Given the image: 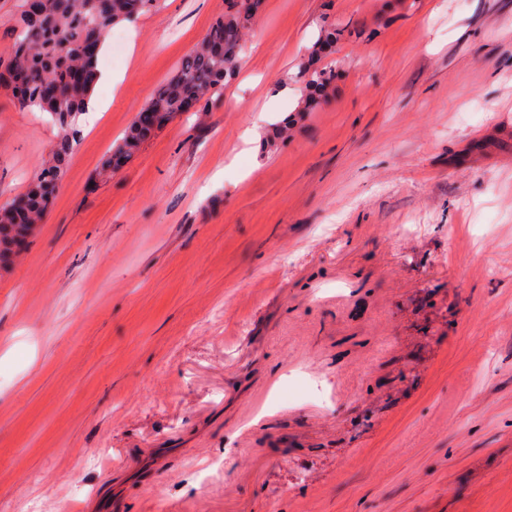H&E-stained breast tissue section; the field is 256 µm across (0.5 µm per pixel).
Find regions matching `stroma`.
I'll list each match as a JSON object with an SVG mask.
<instances>
[{
    "label": "stroma",
    "instance_id": "35a3bbf8",
    "mask_svg": "<svg viewBox=\"0 0 512 512\" xmlns=\"http://www.w3.org/2000/svg\"><path fill=\"white\" fill-rule=\"evenodd\" d=\"M223 12L113 27L124 80L0 258V512H512V0H263L223 92L106 167ZM57 141L0 90V206ZM301 79L306 90L304 106L299 112H305L310 104L324 96L325 91L336 79V71L331 68L311 69L309 61L303 66Z\"/></svg>",
    "mask_w": 512,
    "mask_h": 512
}]
</instances>
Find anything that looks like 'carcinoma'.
<instances>
[{"label":"carcinoma","instance_id":"cac0c4a2","mask_svg":"<svg viewBox=\"0 0 512 512\" xmlns=\"http://www.w3.org/2000/svg\"><path fill=\"white\" fill-rule=\"evenodd\" d=\"M153 0H17L11 23L12 44L0 85L12 91L21 111L55 116L61 137L28 188L0 208L5 235L37 224L62 186L75 146V121L96 84L99 49L113 26L149 10ZM262 8V0H225L224 16L207 30L181 61L175 75L146 104L167 122L186 111L189 101L214 94L235 74L243 30ZM306 95L302 110L324 96L336 79L330 68L301 70ZM150 129L134 123L112 151V161H127Z\"/></svg>","mask_w":512,"mask_h":512}]
</instances>
